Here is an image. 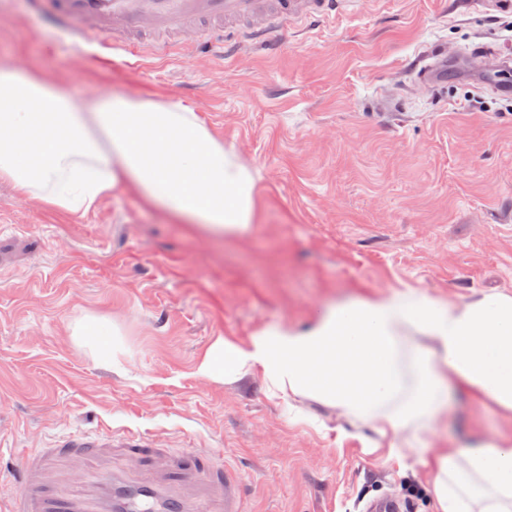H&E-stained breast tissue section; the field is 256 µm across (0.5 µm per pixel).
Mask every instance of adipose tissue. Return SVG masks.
Returning <instances> with one entry per match:
<instances>
[{
  "instance_id": "ef3b65f1",
  "label": "adipose tissue",
  "mask_w": 512,
  "mask_h": 512,
  "mask_svg": "<svg viewBox=\"0 0 512 512\" xmlns=\"http://www.w3.org/2000/svg\"><path fill=\"white\" fill-rule=\"evenodd\" d=\"M0 182L78 216L123 189L215 235H242L257 217L252 169L193 109L109 90L67 96L29 65L0 66ZM198 371L217 382L261 374L283 398L383 434L419 433L457 391L512 412V297L351 296L302 327L266 326L244 345L217 340ZM432 485L435 512H512V441L439 454Z\"/></svg>"
}]
</instances>
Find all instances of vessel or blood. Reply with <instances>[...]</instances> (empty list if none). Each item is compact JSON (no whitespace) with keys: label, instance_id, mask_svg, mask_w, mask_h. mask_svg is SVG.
Wrapping results in <instances>:
<instances>
[{"label":"vessel or blood","instance_id":"obj_1","mask_svg":"<svg viewBox=\"0 0 512 512\" xmlns=\"http://www.w3.org/2000/svg\"><path fill=\"white\" fill-rule=\"evenodd\" d=\"M343 0H57L52 20L79 47L109 44L123 37L131 56L143 50L173 52L179 37L199 30L216 49L224 34L264 43L268 29L293 22L334 18ZM121 450L143 465L137 481L106 472L97 482L64 490L63 481L81 464L111 460ZM220 484L223 496L211 512H243L239 481L226 478L212 457L175 452L148 439L114 432L59 437L51 448L31 451L16 476L7 512H194L195 501L184 488L187 479Z\"/></svg>","mask_w":512,"mask_h":512}]
</instances>
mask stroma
Segmentation results:
<instances>
[{
	"instance_id": "obj_1",
	"label": "stroma",
	"mask_w": 512,
	"mask_h": 512,
	"mask_svg": "<svg viewBox=\"0 0 512 512\" xmlns=\"http://www.w3.org/2000/svg\"><path fill=\"white\" fill-rule=\"evenodd\" d=\"M198 38L133 66L121 50L72 49L30 0H0V64L37 66L73 95L181 102L257 181L255 224L224 239L126 191L80 217L0 184V451L16 472L60 436L129 432L228 466L244 512H364L386 495L434 512V458L511 440L512 413L462 392L418 436L383 435L198 364L217 339L305 325L347 295L512 296V96L459 66L436 85L415 69L433 46L512 58V7L357 0L270 29V55L244 42L225 56ZM96 318L125 334L117 365L73 335Z\"/></svg>"
}]
</instances>
